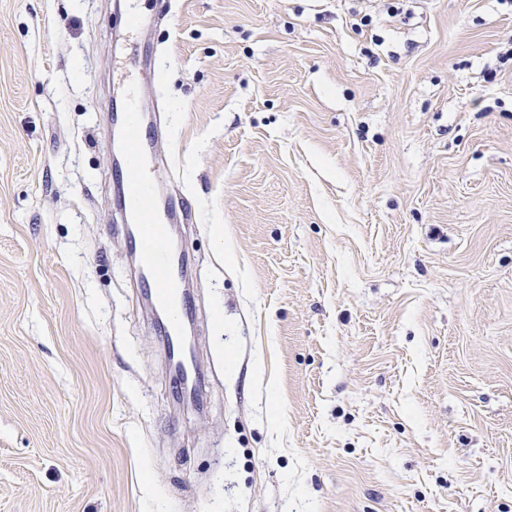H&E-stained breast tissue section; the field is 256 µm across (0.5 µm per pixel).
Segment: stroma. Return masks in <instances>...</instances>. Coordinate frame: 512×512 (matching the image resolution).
<instances>
[{"label": "stroma", "mask_w": 512, "mask_h": 512, "mask_svg": "<svg viewBox=\"0 0 512 512\" xmlns=\"http://www.w3.org/2000/svg\"><path fill=\"white\" fill-rule=\"evenodd\" d=\"M510 49L512 0H0V512H512ZM132 87L201 413L94 109ZM150 59V52L144 50L142 45H133L122 52L115 60L123 69L132 72H141Z\"/></svg>", "instance_id": "35a3bbf8"}]
</instances>
